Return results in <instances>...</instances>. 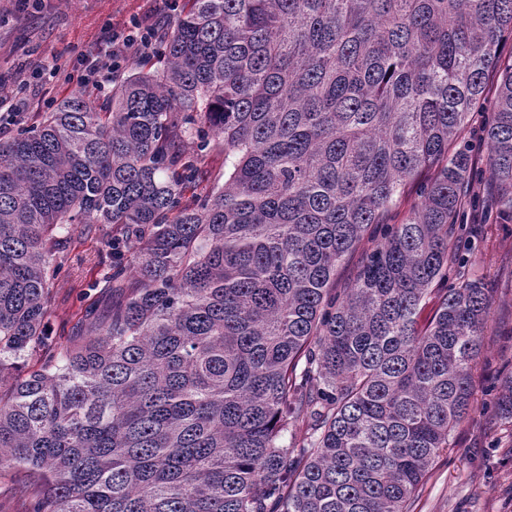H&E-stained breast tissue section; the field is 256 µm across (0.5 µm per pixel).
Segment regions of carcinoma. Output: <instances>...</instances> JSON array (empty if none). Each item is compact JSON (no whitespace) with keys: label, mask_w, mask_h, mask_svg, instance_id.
Masks as SVG:
<instances>
[{"label":"carcinoma","mask_w":512,"mask_h":512,"mask_svg":"<svg viewBox=\"0 0 512 512\" xmlns=\"http://www.w3.org/2000/svg\"><path fill=\"white\" fill-rule=\"evenodd\" d=\"M509 39L512 0H187L162 69L0 139V381L42 360L0 388V468L29 512H409L472 406L492 299L448 287V236L487 184L512 214ZM79 224L112 228L109 299L57 353L47 243ZM370 245V242H367L365 239L363 244L348 257L342 266L337 269L336 289L338 291L346 288L348 284L354 279L361 266L364 250Z\"/></svg>","instance_id":"carcinoma-1"}]
</instances>
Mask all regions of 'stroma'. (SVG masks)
Here are the masks:
<instances>
[{"label": "stroma", "mask_w": 512, "mask_h": 512, "mask_svg": "<svg viewBox=\"0 0 512 512\" xmlns=\"http://www.w3.org/2000/svg\"><path fill=\"white\" fill-rule=\"evenodd\" d=\"M175 18L163 0H31L22 9L15 0H0V98L21 101L20 124H38L47 102L77 89L66 76L78 60L97 52L105 28L124 33L135 19L162 26ZM48 57L61 68V78L54 81L36 75ZM105 231L97 224L75 233L68 249L48 323L60 341H67L87 304L107 299ZM458 241L464 262L449 268L448 280L456 282L461 275L481 280L492 295V313L473 370L472 409L450 432L448 451L426 476L411 512H512V419L494 411L512 376V220L464 224Z\"/></svg>", "instance_id": "stroma-1"}]
</instances>
